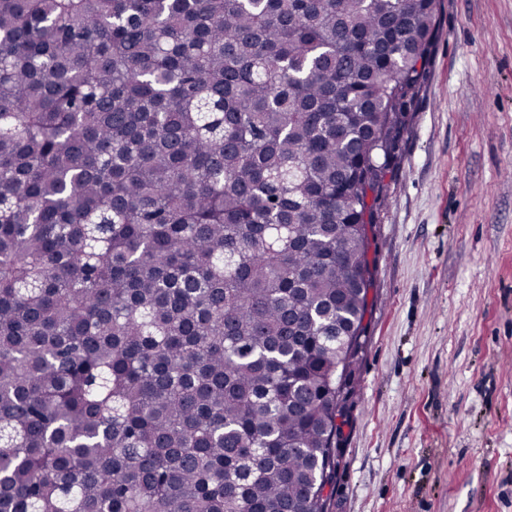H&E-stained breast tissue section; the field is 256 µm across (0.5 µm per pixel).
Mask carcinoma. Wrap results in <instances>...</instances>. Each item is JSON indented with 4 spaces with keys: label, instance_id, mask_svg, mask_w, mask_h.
Wrapping results in <instances>:
<instances>
[{
    "label": "carcinoma",
    "instance_id": "obj_1",
    "mask_svg": "<svg viewBox=\"0 0 512 512\" xmlns=\"http://www.w3.org/2000/svg\"><path fill=\"white\" fill-rule=\"evenodd\" d=\"M441 7L0 0V512H327Z\"/></svg>",
    "mask_w": 512,
    "mask_h": 512
}]
</instances>
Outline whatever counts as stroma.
Listing matches in <instances>:
<instances>
[{
	"label": "stroma",
	"mask_w": 512,
	"mask_h": 512,
	"mask_svg": "<svg viewBox=\"0 0 512 512\" xmlns=\"http://www.w3.org/2000/svg\"><path fill=\"white\" fill-rule=\"evenodd\" d=\"M369 257L329 512H512V0H443Z\"/></svg>",
	"instance_id": "1"
}]
</instances>
